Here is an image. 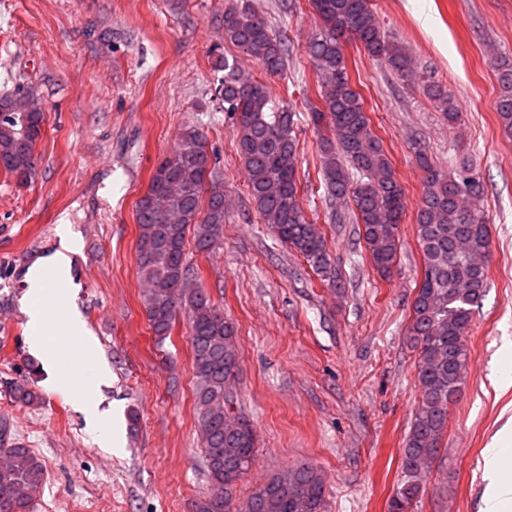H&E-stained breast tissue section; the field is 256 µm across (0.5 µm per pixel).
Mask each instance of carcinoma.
Here are the masks:
<instances>
[{"label": "carcinoma", "instance_id": "cac0c4a2", "mask_svg": "<svg viewBox=\"0 0 512 512\" xmlns=\"http://www.w3.org/2000/svg\"><path fill=\"white\" fill-rule=\"evenodd\" d=\"M321 27L309 43L310 64L321 79L322 107L309 113L319 135L322 183L330 221L357 224L373 266L390 273L400 246L399 224L405 212L404 190L383 142L375 133L362 95L346 67L344 43L354 41L368 56L403 79L415 77L409 49L388 35L369 7V0H309ZM224 41L258 59L265 70H285L287 40L272 33L251 0L224 8ZM215 89L224 111L234 119L238 153L248 172V185L260 218L275 237L300 254L332 288L342 280L332 268L325 238L303 208L297 176L300 143L298 113L279 104L267 84L245 75L214 50ZM500 92L495 109L512 134V59L497 63ZM424 95L450 123L458 110L440 84L422 80ZM45 123L42 102L16 94L0 96V169L19 184L31 181L37 168L35 149ZM422 196L416 233L424 263L412 302L411 328L418 350L417 379L422 397L406 436L401 478L388 502V512H411L422 493L419 463L436 457L448 425V409L462 395L468 373L466 333L485 290L492 255L487 214L477 205L483 185L470 168L445 172L418 155ZM207 140L197 125L184 127L175 148L156 165L147 191L137 201L138 276L152 287L142 290L149 326L159 344L171 336L177 317L189 321L192 367L196 377L197 424L204 447L210 493L195 502L194 512H294L299 497L309 512H325V489L318 470L302 464L272 477L246 501H237V483L254 462V427H224V398L239 371L236 330L203 288L184 284L199 276L187 262V236L195 250L209 253L224 230V184ZM170 180L182 185L171 209L178 220L167 223L153 201ZM351 200L354 209L344 206ZM10 395L24 405L41 397L28 381L9 383ZM0 512H33L46 482L44 462L15 442L8 423L0 424Z\"/></svg>", "mask_w": 512, "mask_h": 512}]
</instances>
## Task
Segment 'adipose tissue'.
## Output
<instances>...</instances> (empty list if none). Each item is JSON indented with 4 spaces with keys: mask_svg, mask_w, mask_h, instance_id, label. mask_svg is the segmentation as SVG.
I'll return each instance as SVG.
<instances>
[{
    "mask_svg": "<svg viewBox=\"0 0 512 512\" xmlns=\"http://www.w3.org/2000/svg\"><path fill=\"white\" fill-rule=\"evenodd\" d=\"M58 242L53 252L36 261L25 277L27 291L23 301L28 325L43 319L41 308L33 298L44 285V272H52L60 282L57 303L60 305L67 327L82 348L85 364L82 370L72 369L66 362L50 354L44 337L31 336L30 350L44 355L51 370L50 382L54 389L71 395L75 406L84 416L88 429L95 435L100 447L117 446L115 427L110 414L98 408L96 394L109 379L108 367L97 357V342L87 329L74 303L77 286L71 276L72 262L80 247L69 225L57 227ZM507 450L503 441L493 442L483 451L485 470L490 479L488 491L482 499L480 512H512V468L503 466L501 459Z\"/></svg>",
    "mask_w": 512,
    "mask_h": 512,
    "instance_id": "obj_1",
    "label": "adipose tissue"
}]
</instances>
